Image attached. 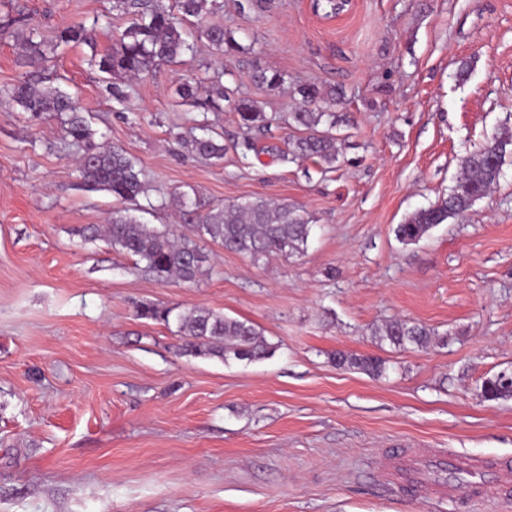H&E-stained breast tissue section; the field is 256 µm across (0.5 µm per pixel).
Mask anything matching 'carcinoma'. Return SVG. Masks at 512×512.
Segmentation results:
<instances>
[{
    "mask_svg": "<svg viewBox=\"0 0 512 512\" xmlns=\"http://www.w3.org/2000/svg\"><path fill=\"white\" fill-rule=\"evenodd\" d=\"M174 2L183 17H194L202 25L199 37L205 39L212 50L222 55L242 49L232 30L205 24L207 16L221 9L218 0ZM115 8L130 19L112 51L98 62L100 71L112 78L145 75L195 51V44L188 40L181 22L156 0H115ZM17 38L22 41L31 64L42 62L49 52L61 45L94 43L93 30L81 22L61 30L53 43L39 38L33 29L27 34L18 32ZM223 76L221 72L204 80L187 81L178 86L176 93L198 112L230 109L236 113L240 127L248 133L270 130L277 117L267 115L257 101L235 96L224 86ZM254 79L270 89L283 84L279 72L266 69L256 70ZM11 94L35 120L58 117L63 135L85 146L78 168L89 188L107 191L120 202L132 201L145 192L134 160L118 146H99L94 142L95 132L90 121L68 93L23 81L11 89ZM298 94L301 102L295 111L288 113V124L299 132L293 142L294 158L317 159L325 164L336 162V138L332 133L336 128V113L316 108L319 102L336 103L335 92L317 85H304L298 89ZM509 145H512V129L506 127L481 149L463 155L459 160L460 176L448 197L412 213L395 227L396 238L411 244L437 225L463 217L497 182ZM189 152L216 163L224 159V145L210 130L191 140ZM180 206L182 215L192 221L190 234L177 240L165 225L140 224L117 214L106 228L110 244L144 263V272L159 282L190 283L210 270L208 254L200 245L202 241L217 243L226 251L259 263L303 254L312 230L309 219L286 203L272 204L262 199L242 201L213 208L204 214L194 208L187 209L183 198ZM171 313L170 308L153 305H142L137 311L142 318L165 323L169 322ZM176 320L181 338L178 351L195 357L252 362L272 354L275 349L251 322L210 309L195 307L177 314ZM373 336L395 349L448 345V337H436L424 326L401 320L375 328ZM333 361L339 368L358 370L372 377H379L386 370V362L378 357L338 352ZM479 395L485 401L512 399V381H504L499 373L485 378L479 386Z\"/></svg>",
    "mask_w": 512,
    "mask_h": 512,
    "instance_id": "obj_1",
    "label": "carcinoma"
}]
</instances>
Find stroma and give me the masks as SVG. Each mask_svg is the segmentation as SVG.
<instances>
[{"instance_id": "1", "label": "stroma", "mask_w": 512, "mask_h": 512, "mask_svg": "<svg viewBox=\"0 0 512 512\" xmlns=\"http://www.w3.org/2000/svg\"><path fill=\"white\" fill-rule=\"evenodd\" d=\"M242 49H198L187 66L129 79L126 101L92 65L128 18L113 0H0V17L46 39L76 21L94 46L27 64L0 33V512H512V500H415L380 485L402 449L512 459V399L481 381L512 370V146L490 194L419 242L393 232L446 196L459 158L512 114V0H353L340 17L313 0L238 13ZM283 74L280 88L253 80ZM226 87L282 120L244 149L234 112L194 111L183 79ZM75 96L95 139L122 147L146 192L116 202L84 186L83 153L57 119L31 120L22 79ZM341 92L333 166L290 159L283 117L298 86ZM208 126L220 163L186 144ZM203 209L246 199L298 207L305 252L253 263L209 242V274L163 284L93 228L114 212L188 231L179 193ZM150 303L252 322L275 352L223 362L179 353L176 324ZM423 325L447 346L398 350L375 326ZM386 360L383 377L336 367L335 352ZM501 372L482 380L479 386V395L485 401H499L512 399V381L506 382Z\"/></svg>"}]
</instances>
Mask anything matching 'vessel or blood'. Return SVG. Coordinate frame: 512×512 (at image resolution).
<instances>
[{"mask_svg":"<svg viewBox=\"0 0 512 512\" xmlns=\"http://www.w3.org/2000/svg\"><path fill=\"white\" fill-rule=\"evenodd\" d=\"M479 467V462L430 448L399 466L381 470L379 477L386 485L406 484L416 488L420 495L440 499L450 496L455 489V474ZM500 469L499 479L473 483L469 488L471 498L512 497V467L504 463Z\"/></svg>","mask_w":512,"mask_h":512,"instance_id":"1","label":"vessel or blood"}]
</instances>
